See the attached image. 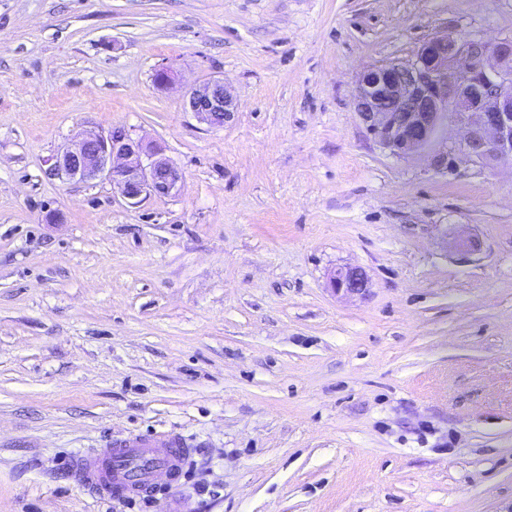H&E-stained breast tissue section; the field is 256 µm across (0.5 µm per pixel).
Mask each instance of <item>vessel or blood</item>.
Instances as JSON below:
<instances>
[{"instance_id":"1","label":"vessel or blood","mask_w":512,"mask_h":512,"mask_svg":"<svg viewBox=\"0 0 512 512\" xmlns=\"http://www.w3.org/2000/svg\"><path fill=\"white\" fill-rule=\"evenodd\" d=\"M188 453L187 441L178 434H130L75 455L69 468L75 479L96 495L132 498L153 491L158 471L180 472Z\"/></svg>"}]
</instances>
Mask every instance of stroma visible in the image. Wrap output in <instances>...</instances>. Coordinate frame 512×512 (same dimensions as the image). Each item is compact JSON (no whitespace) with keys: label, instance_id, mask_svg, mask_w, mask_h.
Segmentation results:
<instances>
[{"label":"stroma","instance_id":"obj_1","mask_svg":"<svg viewBox=\"0 0 512 512\" xmlns=\"http://www.w3.org/2000/svg\"><path fill=\"white\" fill-rule=\"evenodd\" d=\"M448 33L512 36V0H0V512H512V165L433 167L451 125L392 155L353 107ZM217 78L212 129L183 97ZM94 127L178 193L50 176ZM161 432L190 455L151 495L67 468ZM185 109L208 126L220 128L235 112L236 98L223 80L211 79L188 92ZM367 286L366 274L359 267H341L334 271L329 279V287L337 295H361L366 291Z\"/></svg>","mask_w":512,"mask_h":512}]
</instances>
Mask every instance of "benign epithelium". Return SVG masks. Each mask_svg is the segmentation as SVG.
Returning <instances> with one entry per match:
<instances>
[{"label": "benign epithelium", "instance_id": "obj_1", "mask_svg": "<svg viewBox=\"0 0 512 512\" xmlns=\"http://www.w3.org/2000/svg\"><path fill=\"white\" fill-rule=\"evenodd\" d=\"M353 104L369 135L396 156L420 152L448 123L462 135L433 156L434 167L446 168L457 156L481 167L512 163V37L493 44L457 34L432 37L403 62L365 70ZM185 109L220 128L235 112L236 98L223 80L211 79L188 92ZM49 174L107 180L130 207L175 195L182 180L162 147L145 146L121 128L85 132L51 158ZM367 286L359 267H341L329 279L337 295H361Z\"/></svg>", "mask_w": 512, "mask_h": 512}]
</instances>
